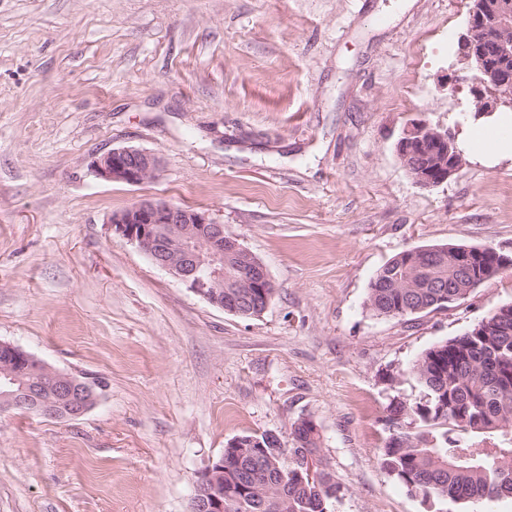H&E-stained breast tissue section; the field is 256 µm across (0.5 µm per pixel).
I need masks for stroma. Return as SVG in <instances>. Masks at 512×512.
Instances as JSON below:
<instances>
[{
    "instance_id": "obj_1",
    "label": "stroma",
    "mask_w": 512,
    "mask_h": 512,
    "mask_svg": "<svg viewBox=\"0 0 512 512\" xmlns=\"http://www.w3.org/2000/svg\"><path fill=\"white\" fill-rule=\"evenodd\" d=\"M471 0H0V341L102 380L74 420L0 413V512H188L244 433L320 429L334 512H427L380 462L394 374L512 303V268L443 312L366 307L377 269L434 244L512 255V159L424 189L396 144L458 133ZM159 153L140 185L94 177ZM143 199L207 212L277 286L241 318L113 233ZM162 167V158L157 152L132 148H114L97 156L90 170L99 179L139 185L153 179Z\"/></svg>"
}]
</instances>
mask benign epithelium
<instances>
[{
  "label": "benign epithelium",
  "instance_id": "benign-epithelium-1",
  "mask_svg": "<svg viewBox=\"0 0 512 512\" xmlns=\"http://www.w3.org/2000/svg\"><path fill=\"white\" fill-rule=\"evenodd\" d=\"M464 74L453 75L448 90L469 87L475 118L512 108V0H472L466 29L459 37ZM397 155L413 183L422 188L448 181L463 164V153L448 131L418 120L404 129ZM431 155L427 169L414 167L415 150ZM162 167L153 151L114 148L93 159L90 170L99 179L139 185ZM112 230L136 244L151 261L183 282L210 305L225 309L227 269L237 272L238 295L262 290L270 302L276 286L264 265L224 225L197 209L165 200H142L112 215ZM103 385L61 372L24 350L0 341V412L18 410L54 419H76L96 403ZM190 512H224V456L211 461L194 483Z\"/></svg>",
  "mask_w": 512,
  "mask_h": 512
}]
</instances>
